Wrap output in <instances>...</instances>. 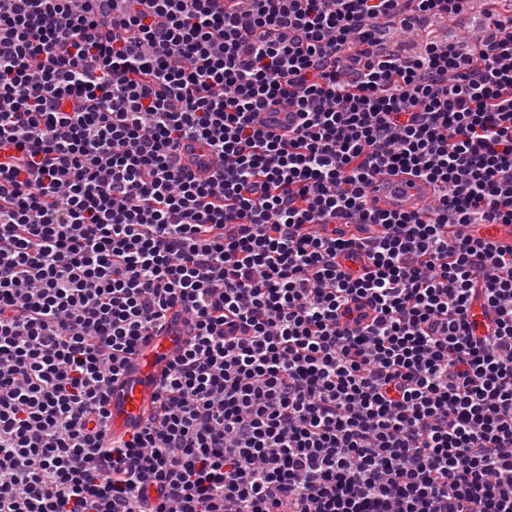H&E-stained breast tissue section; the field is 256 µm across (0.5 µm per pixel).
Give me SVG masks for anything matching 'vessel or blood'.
<instances>
[{"label": "vessel or blood", "instance_id": "vessel-or-blood-1", "mask_svg": "<svg viewBox=\"0 0 512 512\" xmlns=\"http://www.w3.org/2000/svg\"><path fill=\"white\" fill-rule=\"evenodd\" d=\"M433 192L432 184L403 173L376 176L368 189L373 205L380 210L418 209ZM185 334L184 323H176L171 331L149 339L130 360L110 398L112 434H124L140 422L154 393L156 379L173 359Z\"/></svg>", "mask_w": 512, "mask_h": 512}]
</instances>
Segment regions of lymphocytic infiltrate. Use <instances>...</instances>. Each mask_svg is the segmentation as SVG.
Returning a JSON list of instances; mask_svg holds the SVG:
<instances>
[{
	"mask_svg": "<svg viewBox=\"0 0 512 512\" xmlns=\"http://www.w3.org/2000/svg\"><path fill=\"white\" fill-rule=\"evenodd\" d=\"M466 2L0 0V512H512V15L385 46ZM434 192L431 183L403 173L377 175L369 189V197L379 210H415ZM172 320L176 325L171 331L149 339L128 363L126 375L114 385L110 398L112 435H122L141 421L154 393L155 380L173 359L186 334L182 317L171 313L167 322Z\"/></svg>",
	"mask_w": 512,
	"mask_h": 512,
	"instance_id": "1",
	"label": "lymphocytic infiltrate"
}]
</instances>
